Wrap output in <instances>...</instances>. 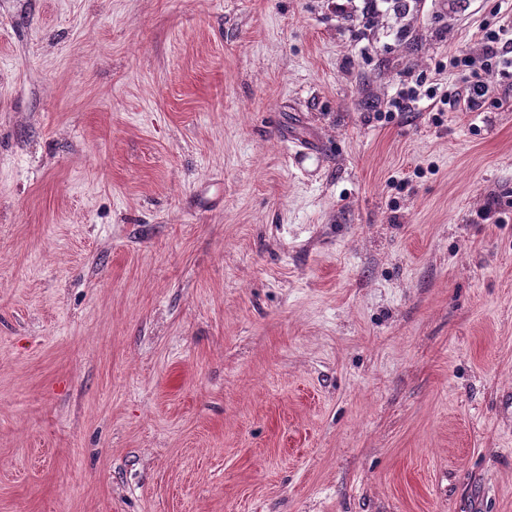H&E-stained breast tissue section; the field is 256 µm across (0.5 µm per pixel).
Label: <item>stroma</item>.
I'll list each match as a JSON object with an SVG mask.
<instances>
[{"mask_svg":"<svg viewBox=\"0 0 512 512\" xmlns=\"http://www.w3.org/2000/svg\"><path fill=\"white\" fill-rule=\"evenodd\" d=\"M347 7L0 0V512H512V0ZM510 27V38H505L509 33ZM511 21L510 25L502 22L494 29L491 28L490 23H485L480 28V43H481V56L478 57L482 60V64L479 68L475 67L476 57L469 54L454 55L448 59V67L461 68L462 70L469 71V78L466 80L465 94L459 96V93H455L454 98H448V104L450 107L465 108V110H478L480 107L481 100L484 99L488 93L489 86L486 78L482 76L484 71H492V67L502 66L503 71L508 68H512L511 55H507L511 51L504 50L505 44H511ZM503 40H505L503 42ZM503 42V46H498Z\"/></svg>","mask_w":512,"mask_h":512,"instance_id":"obj_1","label":"stroma"}]
</instances>
